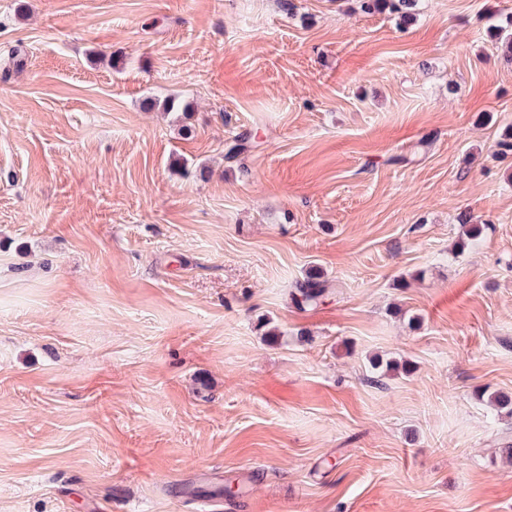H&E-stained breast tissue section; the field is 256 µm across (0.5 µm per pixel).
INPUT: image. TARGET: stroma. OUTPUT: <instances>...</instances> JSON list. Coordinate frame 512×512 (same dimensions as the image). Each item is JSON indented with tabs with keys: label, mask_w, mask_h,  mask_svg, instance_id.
<instances>
[{
	"label": "stroma",
	"mask_w": 512,
	"mask_h": 512,
	"mask_svg": "<svg viewBox=\"0 0 512 512\" xmlns=\"http://www.w3.org/2000/svg\"><path fill=\"white\" fill-rule=\"evenodd\" d=\"M510 16L0 0V512H512ZM321 278L320 274L312 273L296 282L291 293L292 301L297 306L317 304L327 291L326 281Z\"/></svg>",
	"instance_id": "stroma-1"
}]
</instances>
